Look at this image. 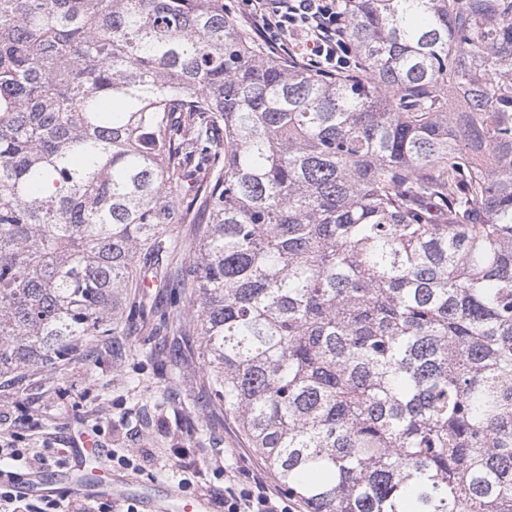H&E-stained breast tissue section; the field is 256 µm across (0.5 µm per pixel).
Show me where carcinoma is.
I'll return each mask as SVG.
<instances>
[{
	"label": "carcinoma",
	"instance_id": "obj_1",
	"mask_svg": "<svg viewBox=\"0 0 512 512\" xmlns=\"http://www.w3.org/2000/svg\"><path fill=\"white\" fill-rule=\"evenodd\" d=\"M346 2L327 76L224 0H0V386L156 278L307 512H512V0Z\"/></svg>",
	"mask_w": 512,
	"mask_h": 512
}]
</instances>
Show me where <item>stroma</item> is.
<instances>
[{
    "label": "stroma",
    "mask_w": 512,
    "mask_h": 512,
    "mask_svg": "<svg viewBox=\"0 0 512 512\" xmlns=\"http://www.w3.org/2000/svg\"><path fill=\"white\" fill-rule=\"evenodd\" d=\"M135 295L144 313L120 345L95 339L89 343L90 358L76 355L56 368L29 370L23 394L1 395L0 407L9 410L22 448L45 441L67 445L81 431L100 427L104 448L115 455L108 466L115 477L127 480L130 502H138L147 490L162 498L197 497L206 488L207 512H221L216 499L225 488L248 483L265 465L222 409L198 406L195 352H188L184 374L175 384L160 361L131 356L130 345L149 336L167 309L162 289L139 288ZM166 387L170 400L158 401L157 392ZM143 448L153 451L151 462L136 468L118 464V456ZM218 460L225 470L215 468Z\"/></svg>",
    "instance_id": "obj_1"
}]
</instances>
